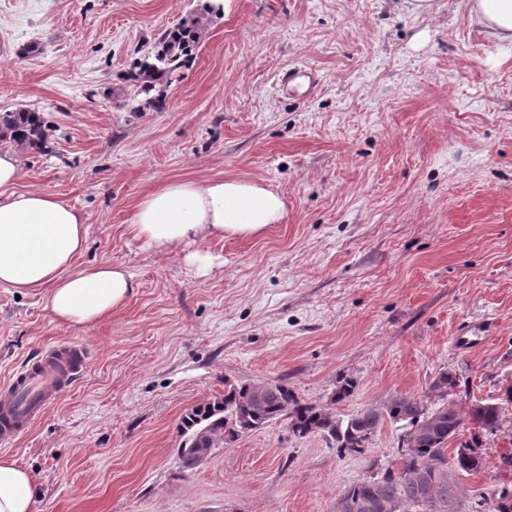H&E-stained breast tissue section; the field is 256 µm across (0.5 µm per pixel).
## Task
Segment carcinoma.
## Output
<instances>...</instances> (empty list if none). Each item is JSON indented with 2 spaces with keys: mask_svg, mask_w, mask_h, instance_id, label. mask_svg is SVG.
<instances>
[{
  "mask_svg": "<svg viewBox=\"0 0 512 512\" xmlns=\"http://www.w3.org/2000/svg\"><path fill=\"white\" fill-rule=\"evenodd\" d=\"M221 10L220 0H214L203 15L168 29L153 51L139 60L126 77L134 91L133 110L163 107L164 91L173 76L195 59L204 16ZM0 140L42 148L46 128L41 114L25 109L1 112ZM458 388L457 374L442 372L432 383V391L447 400L442 407L431 409L422 400L397 396L379 407L342 417L303 401L279 380L270 388L241 384L185 415L180 460L192 468L224 437L257 430L281 418L288 419L289 430L298 438L322 434L335 442L339 452L362 455L388 419L406 429L397 461L347 487L337 501L336 512H463L459 479L482 468L481 434L499 429L504 406H512V382L495 400L474 403L465 412L449 400ZM468 425L473 427L470 437L448 449ZM494 497L498 506L491 512H512V484L500 486Z\"/></svg>",
  "mask_w": 512,
  "mask_h": 512,
  "instance_id": "cac0c4a2",
  "label": "carcinoma"
}]
</instances>
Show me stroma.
Returning <instances> with one entry per match:
<instances>
[{"label":"stroma","mask_w":512,"mask_h":512,"mask_svg":"<svg viewBox=\"0 0 512 512\" xmlns=\"http://www.w3.org/2000/svg\"><path fill=\"white\" fill-rule=\"evenodd\" d=\"M206 0H0V112L30 109L44 149L18 148V189L86 220L76 269L122 265L127 301L91 326L43 294L0 286V380L39 347L82 342L84 378L8 454L40 512H336L370 462H394L384 423L361 455L281 419L183 467L180 422L233 385L281 380L352 415L397 396L462 408L512 381V46L468 0H225L159 110L133 111L125 80ZM297 68L313 72L281 83ZM249 178L280 192L255 237L144 247L136 204L171 181ZM216 261L199 274L188 249ZM492 321L464 351L458 333ZM355 379L344 403L339 382ZM512 406L462 491L512 482Z\"/></svg>","instance_id":"1"}]
</instances>
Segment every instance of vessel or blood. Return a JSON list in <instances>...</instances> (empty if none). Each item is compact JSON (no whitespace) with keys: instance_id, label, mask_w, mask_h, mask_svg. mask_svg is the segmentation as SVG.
Listing matches in <instances>:
<instances>
[{"instance_id":"1","label":"vessel or blood","mask_w":512,"mask_h":512,"mask_svg":"<svg viewBox=\"0 0 512 512\" xmlns=\"http://www.w3.org/2000/svg\"><path fill=\"white\" fill-rule=\"evenodd\" d=\"M88 364L83 344H52L0 382V445H10L27 433L43 410L83 376Z\"/></svg>"}]
</instances>
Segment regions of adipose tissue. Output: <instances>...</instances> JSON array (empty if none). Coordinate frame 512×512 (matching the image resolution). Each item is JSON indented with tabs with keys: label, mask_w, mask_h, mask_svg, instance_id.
Wrapping results in <instances>:
<instances>
[{
	"label": "adipose tissue",
	"mask_w": 512,
	"mask_h": 512,
	"mask_svg": "<svg viewBox=\"0 0 512 512\" xmlns=\"http://www.w3.org/2000/svg\"><path fill=\"white\" fill-rule=\"evenodd\" d=\"M470 12L493 36L512 44V0H468ZM19 160L0 151V286L20 292L46 290L62 322L94 324L120 307L134 284L120 266L75 270L86 240L82 215L58 197L16 187ZM280 193L245 178L205 183L171 182L135 207L132 226L147 246L188 244L221 235L249 237L279 223ZM39 485L16 460L0 455V512H37Z\"/></svg>",
	"instance_id": "adipose-tissue-1"
}]
</instances>
